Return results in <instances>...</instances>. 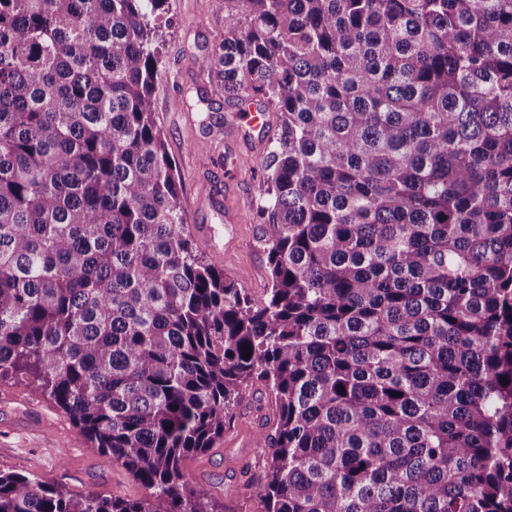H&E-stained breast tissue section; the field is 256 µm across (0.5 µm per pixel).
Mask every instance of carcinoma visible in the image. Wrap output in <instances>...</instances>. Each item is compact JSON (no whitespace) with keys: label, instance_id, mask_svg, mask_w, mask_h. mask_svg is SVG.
<instances>
[{"label":"carcinoma","instance_id":"1","mask_svg":"<svg viewBox=\"0 0 512 512\" xmlns=\"http://www.w3.org/2000/svg\"><path fill=\"white\" fill-rule=\"evenodd\" d=\"M166 2L0 0V380L149 489L0 469V512H226L184 463L256 382L263 512H512V0H224L202 65L279 120L259 307L186 234Z\"/></svg>","mask_w":512,"mask_h":512}]
</instances>
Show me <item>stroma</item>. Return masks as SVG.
<instances>
[{
    "mask_svg": "<svg viewBox=\"0 0 512 512\" xmlns=\"http://www.w3.org/2000/svg\"><path fill=\"white\" fill-rule=\"evenodd\" d=\"M173 21L152 92L154 119L180 181L185 224L202 255L262 305L271 286L260 214L267 205L262 160L267 147L237 142L238 102L224 95L201 60L224 41V0H167ZM240 176L224 180L225 165ZM236 214L224 221L225 208ZM272 401L262 385L248 387L224 420L213 448L186 464L189 479L230 512H262L259 491L266 449L259 434L272 428ZM0 469L34 475L83 497L102 493L136 500L148 491L111 456L93 448L68 414L22 381H0Z\"/></svg>",
    "mask_w": 512,
    "mask_h": 512,
    "instance_id": "1",
    "label": "stroma"
}]
</instances>
